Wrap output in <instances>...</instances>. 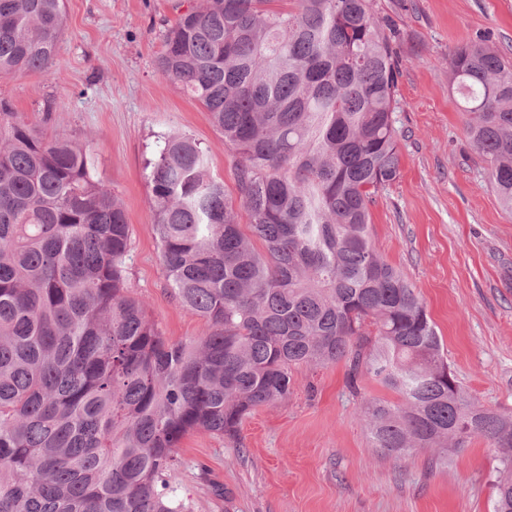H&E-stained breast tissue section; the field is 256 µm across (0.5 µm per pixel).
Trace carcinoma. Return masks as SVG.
Here are the masks:
<instances>
[{"instance_id": "carcinoma-1", "label": "carcinoma", "mask_w": 512, "mask_h": 512, "mask_svg": "<svg viewBox=\"0 0 512 512\" xmlns=\"http://www.w3.org/2000/svg\"><path fill=\"white\" fill-rule=\"evenodd\" d=\"M202 0L163 35L161 75L237 157L258 252L200 144L164 137L148 175L172 297L202 336L167 340L124 277L129 224L84 146L0 102V512H192L170 482L182 440L234 436L288 401L298 366L349 364L400 396L363 410L397 456L497 449L512 512V413L471 399L425 305L373 242L397 180V31L375 0ZM62 0H0V77L48 73ZM465 130L512 214V60L448 53Z\"/></svg>"}]
</instances>
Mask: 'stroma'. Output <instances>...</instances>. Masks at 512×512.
Here are the masks:
<instances>
[{
  "instance_id": "1",
  "label": "stroma",
  "mask_w": 512,
  "mask_h": 512,
  "mask_svg": "<svg viewBox=\"0 0 512 512\" xmlns=\"http://www.w3.org/2000/svg\"><path fill=\"white\" fill-rule=\"evenodd\" d=\"M200 0H65L52 76L0 78V100L44 135L85 146L130 226L125 279L170 341L202 320L171 296L152 223L146 166L164 136L190 134L209 175L237 199L235 154L207 112L163 78V34ZM399 32L393 114L401 172L371 207L376 247L414 286L464 390L512 412V216L470 145L448 52L477 34L512 57V0H376ZM288 402L261 407L237 439L185 437L175 482L194 512H494L496 451L481 438L438 459L373 447L362 411L395 395L348 367L299 366Z\"/></svg>"
}]
</instances>
